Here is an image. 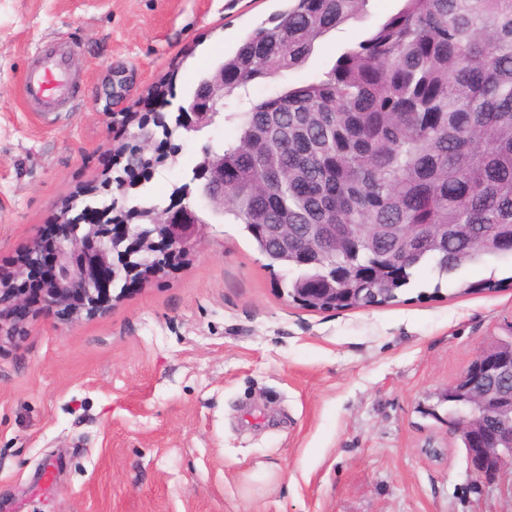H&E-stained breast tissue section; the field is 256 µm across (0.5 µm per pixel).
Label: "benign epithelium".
I'll return each mask as SVG.
<instances>
[{
	"instance_id": "obj_1",
	"label": "benign epithelium",
	"mask_w": 512,
	"mask_h": 512,
	"mask_svg": "<svg viewBox=\"0 0 512 512\" xmlns=\"http://www.w3.org/2000/svg\"><path fill=\"white\" fill-rule=\"evenodd\" d=\"M210 81L177 106L175 121L183 135L195 136L215 123L224 109V71L213 66L205 73ZM192 171L190 183L179 192L187 198L195 192L215 216L224 215V157L211 148ZM61 215L57 222L64 228L51 253L53 276L45 293V303L66 311L70 317L96 312L106 306L101 300L103 285L127 283L145 275L148 257L170 259L195 249L202 242L204 224L201 212L189 204L155 207L150 220L143 221L135 212L113 224H94L78 216L67 222ZM267 233L288 251V226L268 224ZM31 307L26 298L10 287L0 289V332L11 334L21 328ZM512 346L501 347L500 337L493 338L475 355L467 368L448 386L456 403V420L472 431L473 448L465 449L470 474L475 481L495 477L512 467V427L489 434L484 419H507L512 423Z\"/></svg>"
}]
</instances>
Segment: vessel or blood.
Masks as SVG:
<instances>
[{"instance_id": "vessel-or-blood-1", "label": "vessel or blood", "mask_w": 512, "mask_h": 512, "mask_svg": "<svg viewBox=\"0 0 512 512\" xmlns=\"http://www.w3.org/2000/svg\"><path fill=\"white\" fill-rule=\"evenodd\" d=\"M21 86L29 109L46 112L56 108L68 97L71 88L66 58L53 54L42 56L39 64L24 73Z\"/></svg>"}]
</instances>
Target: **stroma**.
Here are the masks:
<instances>
[{
    "label": "stroma",
    "instance_id": "35a3bbf8",
    "mask_svg": "<svg viewBox=\"0 0 512 512\" xmlns=\"http://www.w3.org/2000/svg\"><path fill=\"white\" fill-rule=\"evenodd\" d=\"M400 5L371 0L364 21L255 96L310 79ZM284 6L0 0V263L121 174L132 140L103 110L113 70L132 87L125 112L179 103ZM43 43L74 52L71 111L22 100ZM232 138L223 122L178 137L177 163L147 184L152 201L167 206L203 147ZM511 275V257L443 283L425 266L422 299L314 312L288 298L290 271L214 218L175 269L112 289L106 311L70 322L42 310L0 337V512H512V472L475 483L440 400L484 343L512 331V287L459 295L458 280Z\"/></svg>",
    "mask_w": 512,
    "mask_h": 512
}]
</instances>
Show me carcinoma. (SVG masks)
I'll return each mask as SVG.
<instances>
[{"mask_svg":"<svg viewBox=\"0 0 512 512\" xmlns=\"http://www.w3.org/2000/svg\"><path fill=\"white\" fill-rule=\"evenodd\" d=\"M369 0H288L222 58L224 97L304 67L316 42L364 17ZM234 186L224 218L243 226L268 266L298 263L307 225L336 241L363 224L355 259L341 249L299 267L288 288H313L339 270L354 297L315 310L400 301L415 271L442 281L482 264L512 231V0H402L310 80L224 115ZM266 224L288 225V255ZM406 224H438L408 236ZM512 275L459 282L457 293L496 291Z\"/></svg>","mask_w":512,"mask_h":512,"instance_id":"obj_1","label":"carcinoma"}]
</instances>
